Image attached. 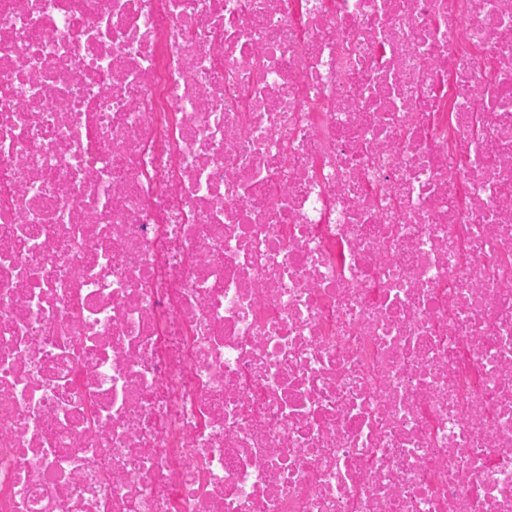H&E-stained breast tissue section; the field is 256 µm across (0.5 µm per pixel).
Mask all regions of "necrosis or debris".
Returning <instances> with one entry per match:
<instances>
[{
	"instance_id": "1",
	"label": "necrosis or debris",
	"mask_w": 512,
	"mask_h": 512,
	"mask_svg": "<svg viewBox=\"0 0 512 512\" xmlns=\"http://www.w3.org/2000/svg\"><path fill=\"white\" fill-rule=\"evenodd\" d=\"M0 512H512V0H0Z\"/></svg>"
}]
</instances>
